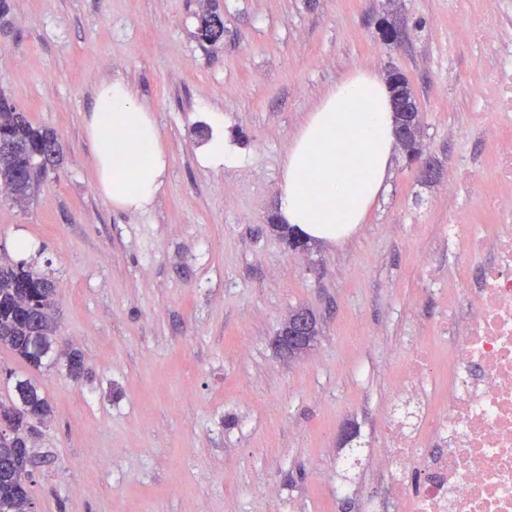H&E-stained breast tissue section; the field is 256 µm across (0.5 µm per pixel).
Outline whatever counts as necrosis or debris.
Masks as SVG:
<instances>
[{
  "instance_id": "necrosis-or-debris-1",
  "label": "necrosis or debris",
  "mask_w": 512,
  "mask_h": 512,
  "mask_svg": "<svg viewBox=\"0 0 512 512\" xmlns=\"http://www.w3.org/2000/svg\"><path fill=\"white\" fill-rule=\"evenodd\" d=\"M512 0H492L470 41L499 50L484 88L490 112L502 119L489 164L461 160L448 197L480 194L481 207L448 215V238L481 253L461 295L468 313L446 325L448 351L411 346L394 383L401 405L386 423L378 477L367 512H512ZM486 224L487 237L468 232ZM423 473L414 491L408 471Z\"/></svg>"
}]
</instances>
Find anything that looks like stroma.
<instances>
[{"mask_svg":"<svg viewBox=\"0 0 512 512\" xmlns=\"http://www.w3.org/2000/svg\"><path fill=\"white\" fill-rule=\"evenodd\" d=\"M218 9L224 36L201 44ZM479 0H10L0 93L53 128L62 159L18 207L0 195V254L25 234L57 285L63 355L41 370L0 349V403L31 379L38 512H360L336 486L368 487L408 340L452 315L479 259L448 245V178L483 157L493 47L459 45ZM403 27L401 44L379 24ZM402 72L434 177L396 153L347 245L292 251L276 228L280 163L315 101L342 75ZM129 81L170 159L144 214L101 195L84 116L104 78ZM224 115L240 162L203 167V115ZM318 333L296 358L274 344L289 315ZM82 361L67 368L66 351ZM360 449L357 469L338 467Z\"/></svg>","mask_w":512,"mask_h":512,"instance_id":"stroma-1","label":"stroma"}]
</instances>
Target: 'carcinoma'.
Returning <instances> with one entry per match:
<instances>
[{
  "instance_id": "obj_1",
  "label": "carcinoma",
  "mask_w": 512,
  "mask_h": 512,
  "mask_svg": "<svg viewBox=\"0 0 512 512\" xmlns=\"http://www.w3.org/2000/svg\"><path fill=\"white\" fill-rule=\"evenodd\" d=\"M200 40L211 45L224 34L217 11L201 18ZM392 99L400 105L402 119L421 127L419 109L408 79L393 74ZM61 144L52 129L34 125L7 98L0 97V186L18 204L27 203L41 180L58 165ZM56 285L35 267L0 258V348H5L35 370L46 365L55 350L57 321ZM18 405L12 426L14 441L33 434L34 422L50 412V405L30 380L15 384ZM18 460L11 449L0 447V512H27L31 491L20 492L16 480Z\"/></svg>"
}]
</instances>
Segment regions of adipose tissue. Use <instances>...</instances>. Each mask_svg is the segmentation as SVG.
Instances as JSON below:
<instances>
[{"instance_id": "adipose-tissue-1", "label": "adipose tissue", "mask_w": 512, "mask_h": 512, "mask_svg": "<svg viewBox=\"0 0 512 512\" xmlns=\"http://www.w3.org/2000/svg\"><path fill=\"white\" fill-rule=\"evenodd\" d=\"M212 132L199 159L218 169L238 162L224 135V115L210 112ZM391 92L378 73L356 69L306 112L280 165L282 223L327 245L346 244L367 223L390 177L395 149ZM98 187L114 211L150 209L169 156L150 107L123 78L102 80L85 115Z\"/></svg>"}]
</instances>
